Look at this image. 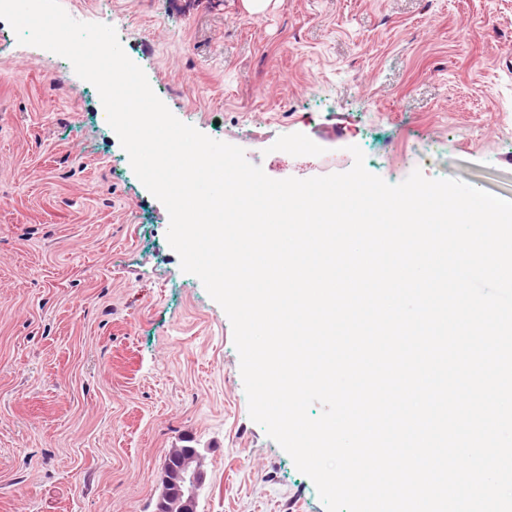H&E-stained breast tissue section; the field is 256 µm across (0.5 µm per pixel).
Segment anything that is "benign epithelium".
<instances>
[{
  "instance_id": "7a95c632",
  "label": "benign epithelium",
  "mask_w": 512,
  "mask_h": 512,
  "mask_svg": "<svg viewBox=\"0 0 512 512\" xmlns=\"http://www.w3.org/2000/svg\"><path fill=\"white\" fill-rule=\"evenodd\" d=\"M204 480L201 453L196 450L183 453L176 466L164 468L156 512H196L198 490Z\"/></svg>"
}]
</instances>
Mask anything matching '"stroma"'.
Returning <instances> with one entry per match:
<instances>
[{
	"label": "stroma",
	"mask_w": 512,
	"mask_h": 512,
	"mask_svg": "<svg viewBox=\"0 0 512 512\" xmlns=\"http://www.w3.org/2000/svg\"><path fill=\"white\" fill-rule=\"evenodd\" d=\"M182 122L281 180L413 170L512 199V0H60ZM96 87L0 19V512H326L255 423L231 323L183 272ZM205 480L202 455L184 452L176 467H165L157 512H196L198 490Z\"/></svg>",
	"instance_id": "obj_1"
}]
</instances>
